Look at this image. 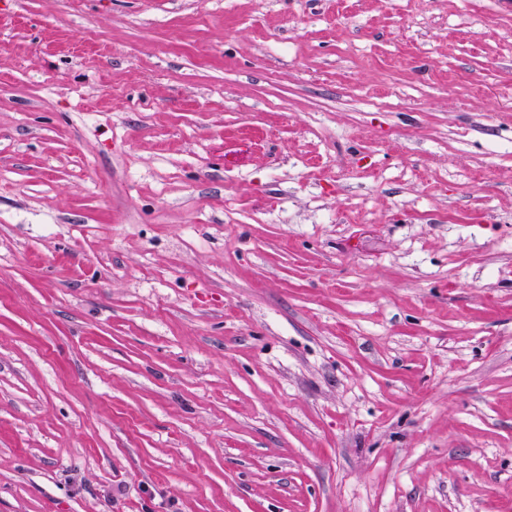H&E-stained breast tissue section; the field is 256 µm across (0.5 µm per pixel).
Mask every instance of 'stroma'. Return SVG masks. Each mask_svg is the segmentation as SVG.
I'll use <instances>...</instances> for the list:
<instances>
[{
  "instance_id": "obj_1",
  "label": "stroma",
  "mask_w": 512,
  "mask_h": 512,
  "mask_svg": "<svg viewBox=\"0 0 512 512\" xmlns=\"http://www.w3.org/2000/svg\"><path fill=\"white\" fill-rule=\"evenodd\" d=\"M0 512H512V0H0Z\"/></svg>"
}]
</instances>
